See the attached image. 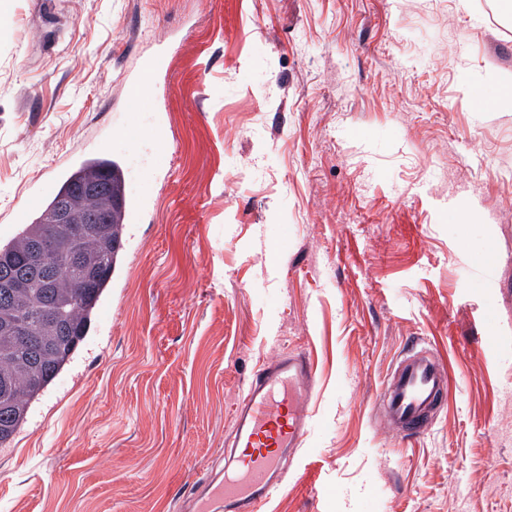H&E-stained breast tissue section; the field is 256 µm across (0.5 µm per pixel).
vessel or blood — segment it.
I'll use <instances>...</instances> for the list:
<instances>
[{
    "label": "vessel or blood",
    "instance_id": "vessel-or-blood-1",
    "mask_svg": "<svg viewBox=\"0 0 512 512\" xmlns=\"http://www.w3.org/2000/svg\"><path fill=\"white\" fill-rule=\"evenodd\" d=\"M157 61H146L136 89L142 101H154ZM317 373L302 352H285L249 381L232 415V444L224 471L209 490L185 500V512H263L284 487V466L298 455L310 421L305 412ZM448 390L444 361L423 348L397 361L380 394L381 422L399 432L423 434Z\"/></svg>",
    "mask_w": 512,
    "mask_h": 512
}]
</instances>
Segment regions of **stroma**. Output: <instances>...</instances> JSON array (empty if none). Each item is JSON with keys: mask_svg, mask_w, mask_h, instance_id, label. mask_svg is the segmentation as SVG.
<instances>
[{"mask_svg": "<svg viewBox=\"0 0 512 512\" xmlns=\"http://www.w3.org/2000/svg\"><path fill=\"white\" fill-rule=\"evenodd\" d=\"M7 2L0 227L92 155L125 162L141 215L106 320L0 450V512H179L288 350L320 380L269 512H512V14ZM156 56L154 112L131 89ZM415 345L452 388L400 438L375 402Z\"/></svg>", "mask_w": 512, "mask_h": 512, "instance_id": "stroma-1", "label": "stroma"}]
</instances>
